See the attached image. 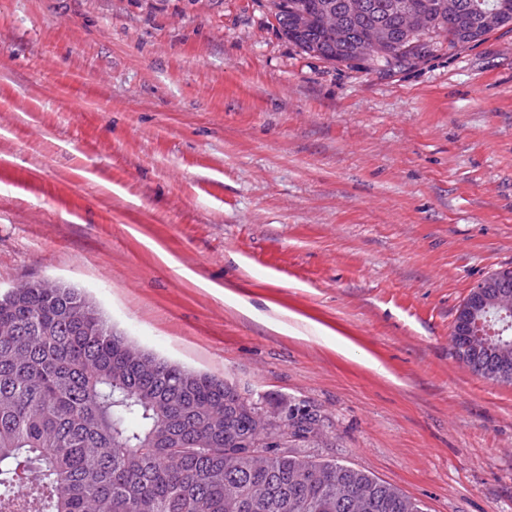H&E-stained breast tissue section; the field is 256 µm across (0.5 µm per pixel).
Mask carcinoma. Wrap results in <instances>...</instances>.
<instances>
[{
    "instance_id": "carcinoma-1",
    "label": "carcinoma",
    "mask_w": 512,
    "mask_h": 512,
    "mask_svg": "<svg viewBox=\"0 0 512 512\" xmlns=\"http://www.w3.org/2000/svg\"><path fill=\"white\" fill-rule=\"evenodd\" d=\"M341 0H272L280 31L329 62L356 58L325 37L324 12ZM394 41L365 60L398 67L445 37L466 46L477 15L512 25V0H462L454 18L442 0H405L424 31L407 39L391 10L374 0ZM512 327L487 342L491 371L512 385ZM256 404L224 379L134 347L76 288L35 281L0 292V512H424L372 474L291 452L315 441L319 420L288 411L298 431L270 452Z\"/></svg>"
}]
</instances>
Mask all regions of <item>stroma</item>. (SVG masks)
Listing matches in <instances>:
<instances>
[{
    "instance_id": "obj_1",
    "label": "stroma",
    "mask_w": 512,
    "mask_h": 512,
    "mask_svg": "<svg viewBox=\"0 0 512 512\" xmlns=\"http://www.w3.org/2000/svg\"><path fill=\"white\" fill-rule=\"evenodd\" d=\"M512 269V28L330 63L270 0H0V290L320 421L424 512H512V386L457 311Z\"/></svg>"
}]
</instances>
